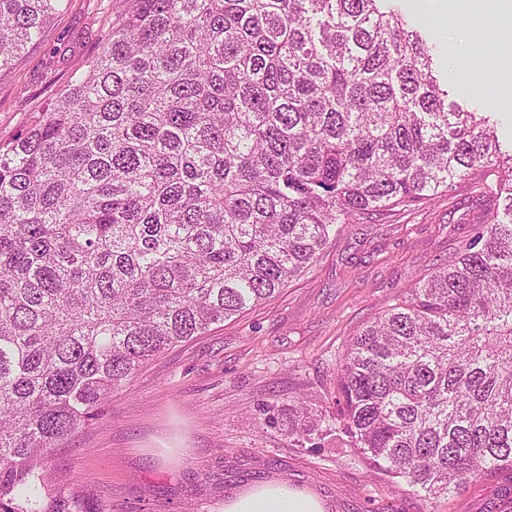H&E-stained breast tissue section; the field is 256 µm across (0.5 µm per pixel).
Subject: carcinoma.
<instances>
[{"instance_id": "carcinoma-1", "label": "carcinoma", "mask_w": 512, "mask_h": 512, "mask_svg": "<svg viewBox=\"0 0 512 512\" xmlns=\"http://www.w3.org/2000/svg\"><path fill=\"white\" fill-rule=\"evenodd\" d=\"M61 2L0 0V70ZM393 2L134 0L0 141V512H83L46 458L141 365L272 297L332 226L462 180L503 209L354 337L337 412L429 496L512 469V151ZM268 411L322 439L304 398Z\"/></svg>"}]
</instances>
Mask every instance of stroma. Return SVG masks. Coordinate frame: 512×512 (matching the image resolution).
Returning <instances> with one entry per match:
<instances>
[{"instance_id":"obj_1","label":"stroma","mask_w":512,"mask_h":512,"mask_svg":"<svg viewBox=\"0 0 512 512\" xmlns=\"http://www.w3.org/2000/svg\"><path fill=\"white\" fill-rule=\"evenodd\" d=\"M132 3L63 0L40 41L0 70L1 141L85 71ZM491 31L465 15L429 27L428 40L437 59L453 65L450 99L491 113L508 147L512 111L457 90L487 77L502 98L512 97V65L486 60L487 52H505ZM492 204L463 183L432 203L333 226L316 261L272 298L139 368L100 417L53 449L47 466L57 484L91 512H221L225 500L254 487L259 471L317 495L326 512H502L511 470L432 498L373 469L345 435L311 448L266 427L259 411L304 394L314 414L333 421L336 371L353 338L415 280L459 254L476 231L461 216Z\"/></svg>"}]
</instances>
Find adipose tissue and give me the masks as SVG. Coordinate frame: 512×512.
Wrapping results in <instances>:
<instances>
[{"label":"adipose tissue","instance_id":"1","mask_svg":"<svg viewBox=\"0 0 512 512\" xmlns=\"http://www.w3.org/2000/svg\"><path fill=\"white\" fill-rule=\"evenodd\" d=\"M224 512H325L313 495L287 483L263 484L224 504Z\"/></svg>","mask_w":512,"mask_h":512}]
</instances>
